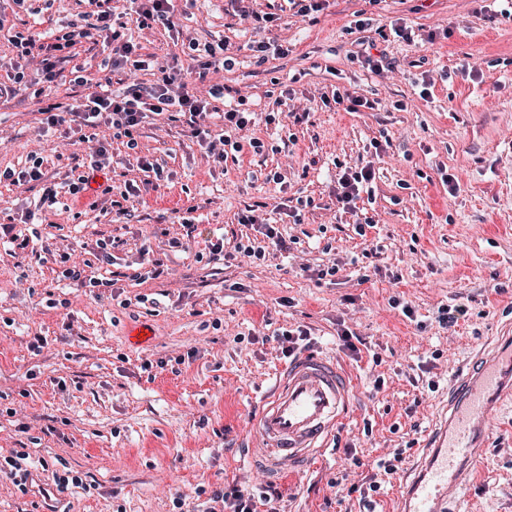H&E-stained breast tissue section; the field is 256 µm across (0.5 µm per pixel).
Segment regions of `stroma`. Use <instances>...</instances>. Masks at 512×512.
<instances>
[{"instance_id":"obj_1","label":"stroma","mask_w":512,"mask_h":512,"mask_svg":"<svg viewBox=\"0 0 512 512\" xmlns=\"http://www.w3.org/2000/svg\"><path fill=\"white\" fill-rule=\"evenodd\" d=\"M241 7L274 20L258 33L224 0H177L175 30L137 28L133 37L157 65L177 64L196 96L221 85L226 105L245 101L258 115L249 134L263 152L247 148L219 165L188 130L149 117L136 149L113 140L118 167L103 171L141 185L129 222H113L112 194L68 192L72 167L96 146L91 129L38 130L39 109L75 106L85 90L73 72L100 76L108 48L76 45L62 78L42 94L0 98V167L43 161L40 181L0 184V224L26 211L36 220L21 227L34 234L33 251L0 240V456L26 448L44 461L31 468L27 493L0 477V512H199V489L244 483L276 493L279 512H364L350 486L373 476L382 485L376 512H393L398 484L421 461L418 441L436 428L477 356L493 355L512 334V16L481 0H329L310 17L284 0ZM34 9L64 25L89 6L0 0L8 20L1 68H37L38 54L18 56L10 43ZM360 15L369 20L361 29ZM398 17L415 43L379 38ZM259 37L287 47V56L258 63L250 44ZM192 41L229 45L234 65L197 80ZM362 42L385 54L388 72L352 61ZM426 75L433 84L423 98ZM288 89L296 100L283 101ZM338 90L378 106L333 104L294 121L306 99ZM277 101L280 122L266 124ZM384 134L391 145L372 158ZM141 157L160 164V179L146 180ZM370 159L372 191L357 206L375 226L362 237L357 214L338 210L336 186L341 165ZM443 170L453 185L441 181ZM275 171L284 185L267 181ZM48 188L57 193L52 206L41 202ZM287 197L313 199L300 223L279 210ZM254 204L283 235L299 238L303 257L274 249L259 266L208 260V242L223 228L249 234L237 216ZM188 209L192 232L178 221ZM100 239L113 241L112 261L98 255ZM376 245L378 257L363 258ZM63 255L77 270L119 278L109 288L81 286L62 278ZM146 258L162 274L127 279ZM333 263L335 283L319 281L316 270ZM445 308L465 314L445 328ZM134 324L151 329L149 344L128 343ZM299 325L311 333L308 350L354 375L357 402L322 460L263 482L247 464L248 420L284 360L278 334ZM345 329L361 339L359 353L343 347ZM379 377L385 384L375 394ZM482 445L483 470L463 490L467 512H512V402L499 403ZM395 448L405 451L397 474L375 473V460ZM63 465L92 491L57 492L52 474Z\"/></svg>"}]
</instances>
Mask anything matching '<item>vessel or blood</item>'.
<instances>
[{"label": "vessel or blood", "mask_w": 512, "mask_h": 512, "mask_svg": "<svg viewBox=\"0 0 512 512\" xmlns=\"http://www.w3.org/2000/svg\"><path fill=\"white\" fill-rule=\"evenodd\" d=\"M512 378V347L478 364L448 405V421L422 442L430 458L399 498L395 512H462L461 491L480 467V438L491 420L490 403ZM354 383L334 360L306 352L278 366L257 403L249 428L265 476L302 468L323 457L337 428L350 416Z\"/></svg>", "instance_id": "b4317fda"}]
</instances>
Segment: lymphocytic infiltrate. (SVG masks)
<instances>
[{"label":"lymphocytic infiltrate","instance_id":"f902f5d3","mask_svg":"<svg viewBox=\"0 0 512 512\" xmlns=\"http://www.w3.org/2000/svg\"><path fill=\"white\" fill-rule=\"evenodd\" d=\"M90 2L95 6L94 11L83 14L81 22L71 24L69 31L63 34L49 30L39 41L30 35L16 34L15 46L27 52L34 48L39 50L42 56L40 67L31 79L20 71L8 74L6 80H0V92L10 86L27 88L36 84L56 83L62 75V63L70 57L76 44L84 41H100L111 46L112 55L107 63L112 71H119L128 63L138 71L151 69V59L139 56V46L128 35L126 26L115 25L110 0ZM176 81L177 73L173 70L162 73L160 78L148 85L133 81L116 89L111 82L99 81L94 84V91L86 94L69 115L52 113L46 117L45 123L51 129L62 126L69 118L84 127L94 128L104 124L129 138L149 115L164 113L170 122L186 125L198 145L213 153L215 162H224L228 155L240 153L247 145L259 148L260 142L255 138L250 139L248 144H241L240 134L248 130L252 120L247 113L239 110L224 111V129L220 134L215 135L201 128V119L215 113V106L208 100L190 94L186 87L177 86ZM374 179L373 165L346 167L337 181L336 203L339 209L354 211L361 192L368 189ZM238 221L243 225L257 226L258 238L244 240L234 235L226 240L216 239L209 245L210 255L220 257L228 252L244 263L258 264L265 260L268 247L289 250L290 243L278 227L261 222L254 207H245Z\"/></svg>","mask_w":512,"mask_h":512}]
</instances>
